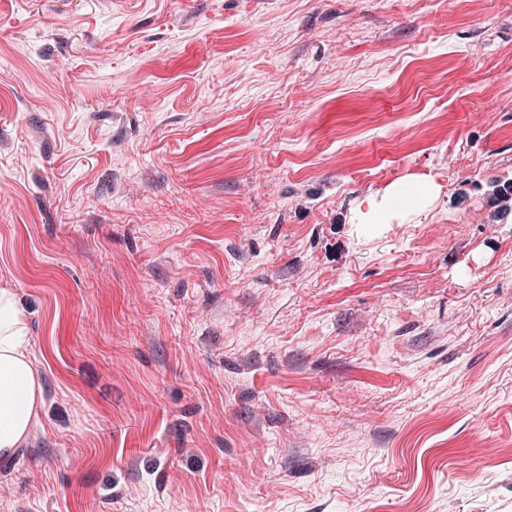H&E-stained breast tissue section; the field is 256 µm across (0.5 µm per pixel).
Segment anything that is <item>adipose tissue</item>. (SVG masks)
Here are the masks:
<instances>
[{"instance_id": "obj_1", "label": "adipose tissue", "mask_w": 512, "mask_h": 512, "mask_svg": "<svg viewBox=\"0 0 512 512\" xmlns=\"http://www.w3.org/2000/svg\"><path fill=\"white\" fill-rule=\"evenodd\" d=\"M438 187L426 176H409L383 194L362 200L354 224H403L429 208ZM39 372L30 354L24 312L12 289H0V459L13 457L25 443L42 409Z\"/></svg>"}]
</instances>
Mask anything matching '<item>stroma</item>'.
I'll return each mask as SVG.
<instances>
[{"mask_svg":"<svg viewBox=\"0 0 512 512\" xmlns=\"http://www.w3.org/2000/svg\"><path fill=\"white\" fill-rule=\"evenodd\" d=\"M496 181L512 0H0V512H512ZM438 187L426 176H409L387 187L383 194L362 200L352 211V224H405L429 208ZM39 372L24 312L11 288L0 289V459L26 442L42 409Z\"/></svg>","mask_w":512,"mask_h":512,"instance_id":"stroma-1","label":"stroma"}]
</instances>
